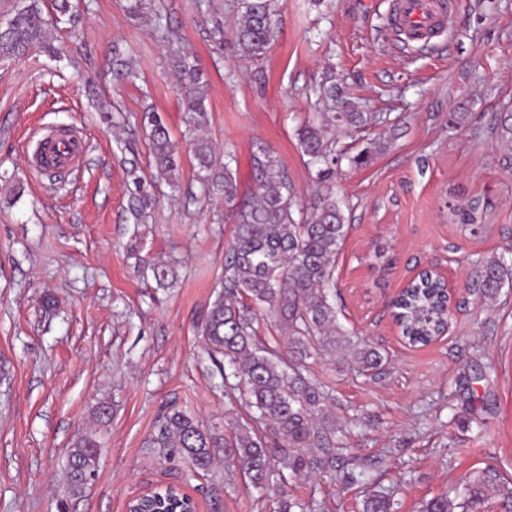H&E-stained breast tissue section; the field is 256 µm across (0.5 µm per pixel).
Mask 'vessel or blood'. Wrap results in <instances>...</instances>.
Masks as SVG:
<instances>
[{"instance_id":"b4317fda","label":"vessel or blood","mask_w":512,"mask_h":512,"mask_svg":"<svg viewBox=\"0 0 512 512\" xmlns=\"http://www.w3.org/2000/svg\"><path fill=\"white\" fill-rule=\"evenodd\" d=\"M457 5L458 0H396L393 26L406 42L424 43L448 29ZM73 156V144L56 136L46 141L36 166H66Z\"/></svg>"}]
</instances>
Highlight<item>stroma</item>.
Here are the masks:
<instances>
[{"instance_id":"1","label":"stroma","mask_w":512,"mask_h":512,"mask_svg":"<svg viewBox=\"0 0 512 512\" xmlns=\"http://www.w3.org/2000/svg\"><path fill=\"white\" fill-rule=\"evenodd\" d=\"M237 3L211 0L201 12L196 0H152L144 20L126 0H80L77 23L55 32L69 65L50 70L37 54L0 60V512H126L159 480L182 486L201 512H276L285 497L361 512L381 488L391 512H419L424 500L453 495L462 475L492 467L512 481V287L492 302L466 288L475 259L512 246V151L490 132L512 114V0H458L449 33L412 46L392 29L394 0H279L277 36L259 60L234 41ZM218 24L220 53L210 38ZM176 50L208 82L207 132L236 153L241 191L253 188L250 158L264 144L299 204L311 202L299 129L309 113L329 111L322 84L374 117L337 138L336 195L351 229L334 303L338 324L387 362L364 374L343 355L311 364L363 479L315 474L257 490L223 460L194 477L146 445L168 407L222 438L246 419L225 399L200 336L233 226L202 197L186 150ZM119 58L135 80L117 75ZM149 107L179 150L171 179L154 168L141 125ZM453 112L466 121L451 123ZM49 133L84 145L80 165L58 181L31 173ZM364 149L370 163L352 165ZM138 177L155 200L142 224L129 210ZM474 196L488 204L475 236L448 218ZM141 258L167 263L174 287L143 277ZM430 263L447 272L458 309L447 335L412 346L391 302ZM103 404L111 414L100 423ZM92 432L102 444L97 475L73 497L67 455Z\"/></svg>"}]
</instances>
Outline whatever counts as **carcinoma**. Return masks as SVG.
<instances>
[{
    "label": "carcinoma",
    "instance_id": "carcinoma-1",
    "mask_svg": "<svg viewBox=\"0 0 512 512\" xmlns=\"http://www.w3.org/2000/svg\"><path fill=\"white\" fill-rule=\"evenodd\" d=\"M71 0H54V16H43L39 0H26L8 27L0 31V57L21 60L33 53L60 60L54 31L69 14ZM275 0H241L234 38L251 58L264 56L277 33ZM173 68L179 77L182 119L188 136L189 156L197 169L201 193L224 203L234 220L232 237L224 253L221 289L206 318L201 336L223 378L224 395L244 403L247 422L219 441L184 410L164 413L146 442L148 448H172L189 465L192 474L206 472L214 460L213 449H224L225 461L257 489L279 481H300L314 473L336 469V428L327 406L332 395L308 375V360L336 355L344 348L362 370H379L384 356L367 341L350 339L337 323L332 288L336 257L348 238L350 224L336 198L333 182L339 153L336 127L361 128L372 121L365 112H316L299 132L300 147L315 169L316 193L311 210L298 209L296 190L279 160L266 145L251 155L255 189L240 196L231 163L235 155L219 154L203 130L209 125L207 82L182 54ZM142 124L150 140L159 173L177 168L169 129L157 112H146ZM493 134L512 149V122L495 124ZM132 207L136 220L146 218L151 198L135 182ZM479 205L474 201L452 210L459 223L475 231ZM476 275L468 287L484 299L496 298L505 285L512 286V261L503 255L475 260ZM160 288L173 285V269L163 262L144 267ZM447 298L430 276L415 280L394 304V317L411 345H426L441 333ZM288 331L283 349L262 340L263 313ZM100 441L82 434L69 451L65 471L69 494L81 495L97 474ZM282 451L284 469L274 473L271 449ZM461 501L446 497L425 501L419 512H479L485 500L496 499L499 512H512V484L500 480L486 467L459 480ZM390 500L382 492L368 495L362 512H389Z\"/></svg>",
    "mask_w": 512,
    "mask_h": 512
}]
</instances>
